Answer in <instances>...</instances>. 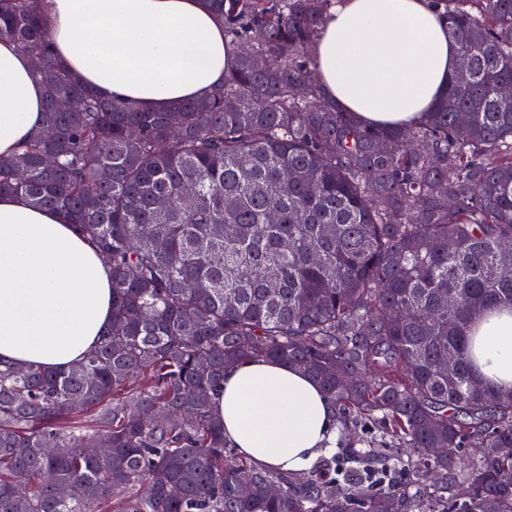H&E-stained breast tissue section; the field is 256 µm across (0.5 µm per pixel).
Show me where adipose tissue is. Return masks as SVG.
<instances>
[{
  "label": "adipose tissue",
  "instance_id": "obj_1",
  "mask_svg": "<svg viewBox=\"0 0 512 512\" xmlns=\"http://www.w3.org/2000/svg\"><path fill=\"white\" fill-rule=\"evenodd\" d=\"M50 49L83 84L160 109L201 99L224 81L231 51L205 0H45ZM327 94L374 126L419 122L446 91L458 47L432 0H338L312 47ZM44 87L28 54L0 42V154L40 127ZM112 321V272L55 210L0 195V360L63 370ZM472 355L480 374L512 386V311L485 313ZM224 436L252 463L310 467L336 443L320 386L284 361L228 368L216 397Z\"/></svg>",
  "mask_w": 512,
  "mask_h": 512
}]
</instances>
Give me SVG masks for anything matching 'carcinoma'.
<instances>
[{
	"instance_id": "obj_1",
	"label": "carcinoma",
	"mask_w": 512,
	"mask_h": 512,
	"mask_svg": "<svg viewBox=\"0 0 512 512\" xmlns=\"http://www.w3.org/2000/svg\"><path fill=\"white\" fill-rule=\"evenodd\" d=\"M42 2L0 0V40L45 87L0 194L96 242L112 324L67 370L0 363V512H512V388L479 377L469 335L512 309V0H433L470 75L397 128L314 77L336 0H207L224 84L163 110L75 79ZM250 359L313 377L343 452L301 472L227 462L215 395Z\"/></svg>"
}]
</instances>
